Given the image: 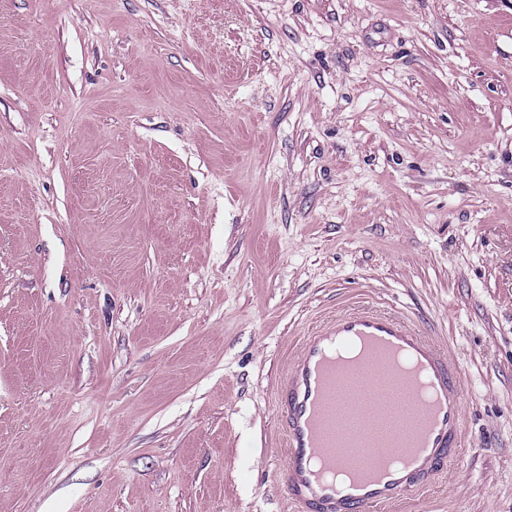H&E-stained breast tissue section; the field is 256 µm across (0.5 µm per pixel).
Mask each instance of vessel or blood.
Segmentation results:
<instances>
[{
    "mask_svg": "<svg viewBox=\"0 0 512 512\" xmlns=\"http://www.w3.org/2000/svg\"><path fill=\"white\" fill-rule=\"evenodd\" d=\"M395 376L415 395L424 387L416 422L378 430L356 399L337 408L332 395L337 374L376 378L390 359ZM275 409L286 438L284 479L296 512H388L401 498L429 487L464 444V377L444 350L394 314L358 305L313 327L275 388ZM344 440L356 464L336 476L341 461L334 448ZM368 448H396L400 459L360 465Z\"/></svg>",
    "mask_w": 512,
    "mask_h": 512,
    "instance_id": "obj_1",
    "label": "vessel or blood"
}]
</instances>
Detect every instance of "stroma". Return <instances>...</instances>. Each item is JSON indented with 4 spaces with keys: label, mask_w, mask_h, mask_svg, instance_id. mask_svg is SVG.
I'll return each instance as SVG.
<instances>
[{
    "label": "stroma",
    "mask_w": 512,
    "mask_h": 512,
    "mask_svg": "<svg viewBox=\"0 0 512 512\" xmlns=\"http://www.w3.org/2000/svg\"><path fill=\"white\" fill-rule=\"evenodd\" d=\"M355 303L465 378L405 512H512V0H0V512H290Z\"/></svg>",
    "instance_id": "1"
}]
</instances>
